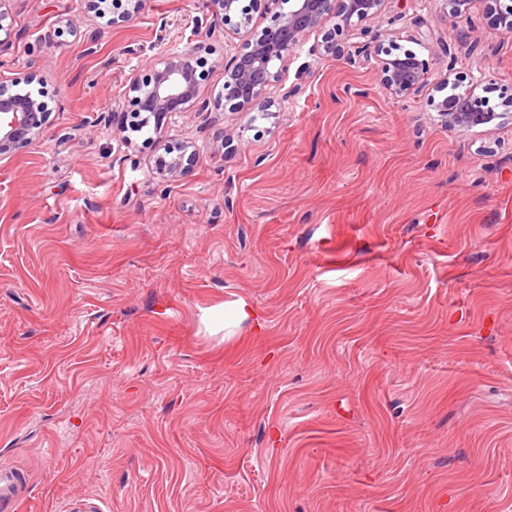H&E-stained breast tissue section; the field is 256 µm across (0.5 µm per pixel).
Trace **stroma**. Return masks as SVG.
Segmentation results:
<instances>
[{
    "label": "stroma",
    "mask_w": 512,
    "mask_h": 512,
    "mask_svg": "<svg viewBox=\"0 0 512 512\" xmlns=\"http://www.w3.org/2000/svg\"><path fill=\"white\" fill-rule=\"evenodd\" d=\"M0 84L36 72L39 136L0 157V465L19 512H512V35L486 0H387L380 40L433 56L387 95L375 59L305 47L266 112L219 104L241 36L202 0L113 23L10 0ZM193 44L207 110L130 130L131 78ZM475 87L501 120L431 106ZM175 176L155 161L183 145ZM245 302L234 336L210 309ZM254 312L244 302H237L226 314L222 312H206L202 320L211 335L224 330V338L233 335L234 329L244 320H247ZM29 491L26 474L15 467L0 466V510L16 512Z\"/></svg>",
    "instance_id": "35a3bbf8"
}]
</instances>
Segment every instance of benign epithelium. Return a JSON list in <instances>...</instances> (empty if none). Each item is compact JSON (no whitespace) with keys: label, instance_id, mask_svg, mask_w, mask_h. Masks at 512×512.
<instances>
[{"label":"benign epithelium","instance_id":"1","mask_svg":"<svg viewBox=\"0 0 512 512\" xmlns=\"http://www.w3.org/2000/svg\"><path fill=\"white\" fill-rule=\"evenodd\" d=\"M128 8L112 22H127L146 7V0H126ZM241 0H205L206 9L224 25L238 31L251 24L248 7ZM386 0H289L288 10L273 13L271 22L253 33L237 48L230 63L224 66V105L234 112H264L263 92L280 73L277 63L292 56L317 31H324L322 40L313 51L333 56L344 63L351 61L345 52L350 37L365 31L367 23L378 17ZM443 8L452 19L466 15L472 0H442ZM493 11V31L512 34V5H501V0H487ZM364 51H373L377 62V76L381 87L394 97H406L421 87L432 60L411 50H401L393 43L382 41ZM195 51L191 46L169 55L163 68L155 71L151 81L143 83L130 79L127 91L133 94L134 115L153 122L156 128L165 119L187 111L201 97L196 77ZM437 117L448 128L470 131L505 116L490 112L485 101L470 88L453 96H445L434 103ZM43 102L31 93L10 94L0 91V155L11 147L35 138L42 127Z\"/></svg>","mask_w":512,"mask_h":512}]
</instances>
